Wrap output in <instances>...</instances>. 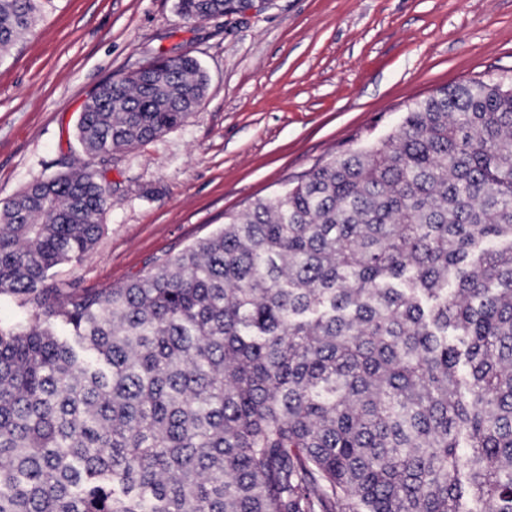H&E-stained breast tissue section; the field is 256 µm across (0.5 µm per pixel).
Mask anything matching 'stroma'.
I'll use <instances>...</instances> for the list:
<instances>
[{"label":"stroma","instance_id":"1","mask_svg":"<svg viewBox=\"0 0 512 512\" xmlns=\"http://www.w3.org/2000/svg\"><path fill=\"white\" fill-rule=\"evenodd\" d=\"M176 2L43 0L0 58V204L85 161L110 190L95 248L52 271L67 290L124 286L316 164L391 133L445 86L512 82V0H256L197 23ZM185 53L209 80L198 111L86 159L84 103L154 57Z\"/></svg>","mask_w":512,"mask_h":512}]
</instances>
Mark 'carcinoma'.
<instances>
[{
	"mask_svg": "<svg viewBox=\"0 0 512 512\" xmlns=\"http://www.w3.org/2000/svg\"><path fill=\"white\" fill-rule=\"evenodd\" d=\"M254 0H177L187 21ZM38 0H0V52ZM189 55L104 83L86 154L183 124ZM91 166L0 208V512H512V85L410 106L123 288Z\"/></svg>",
	"mask_w": 512,
	"mask_h": 512,
	"instance_id": "1",
	"label": "carcinoma"
}]
</instances>
